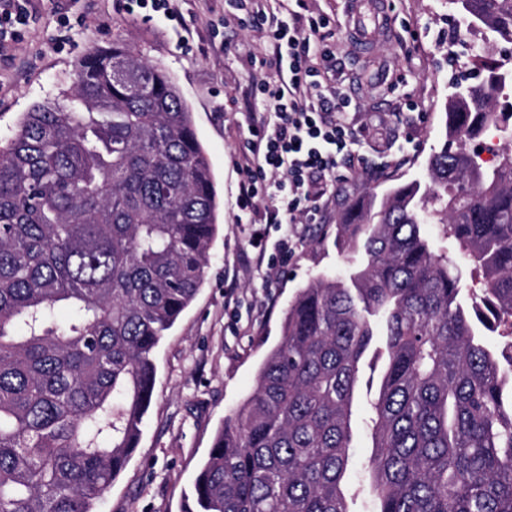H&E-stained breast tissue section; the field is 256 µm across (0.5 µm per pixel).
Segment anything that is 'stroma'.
I'll list each match as a JSON object with an SVG mask.
<instances>
[{"label":"stroma","instance_id":"obj_1","mask_svg":"<svg viewBox=\"0 0 512 512\" xmlns=\"http://www.w3.org/2000/svg\"><path fill=\"white\" fill-rule=\"evenodd\" d=\"M176 19H146L123 0H29L18 35L0 36V142L24 112L71 92L79 61L121 40L165 67L190 107L214 175L221 231L204 284L155 354L157 379L140 445L113 483L100 512H182L216 430L254 387L256 372L279 342L284 312L298 288L320 275H347L351 256L336 245V220L367 192L422 176L442 143L448 60L473 63V37L450 20L444 0H384L388 31L356 43L348 25L352 0H306L302 18L329 15L342 91L357 125L380 123L365 135L362 166L336 186L316 220L282 229L266 221L265 205L243 213L239 199L248 135L245 115L254 85L274 81L266 64L267 35L229 0H176ZM289 238L291 249L274 246ZM266 244L258 258L254 242ZM373 398L355 395L354 474L371 456L367 428Z\"/></svg>","mask_w":512,"mask_h":512}]
</instances>
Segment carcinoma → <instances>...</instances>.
Wrapping results in <instances>:
<instances>
[{
    "label": "carcinoma",
    "mask_w": 512,
    "mask_h": 512,
    "mask_svg": "<svg viewBox=\"0 0 512 512\" xmlns=\"http://www.w3.org/2000/svg\"><path fill=\"white\" fill-rule=\"evenodd\" d=\"M512 44V0H448ZM505 65L448 95L426 179L336 224L359 257L289 303L281 342L215 434L185 512H349L355 394L369 354L372 512H512V125ZM500 115L497 162L463 142ZM438 224L482 277L469 299ZM213 173L173 78L123 42L0 144V512H96L136 449L154 354L204 282ZM70 311L61 322L57 312ZM509 333L496 345L495 325Z\"/></svg>",
    "instance_id": "carcinoma-1"
}]
</instances>
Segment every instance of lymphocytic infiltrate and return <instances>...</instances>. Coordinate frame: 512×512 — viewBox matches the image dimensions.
<instances>
[{"mask_svg": "<svg viewBox=\"0 0 512 512\" xmlns=\"http://www.w3.org/2000/svg\"><path fill=\"white\" fill-rule=\"evenodd\" d=\"M284 16L268 17L260 0H231L236 10L266 27L278 63V79L261 83L262 109L248 116L242 206L254 208L269 198L268 221L293 224L316 214L330 199V186L343 178L359 155L358 134L351 125L348 97L338 94L334 53L322 31L328 17L296 22L297 5Z\"/></svg>", "mask_w": 512, "mask_h": 512, "instance_id": "obj_1", "label": "lymphocytic infiltrate"}]
</instances>
